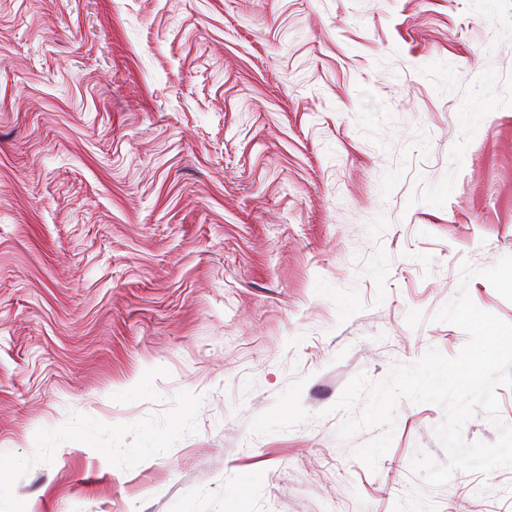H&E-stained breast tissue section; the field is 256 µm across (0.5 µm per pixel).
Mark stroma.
<instances>
[{
    "label": "stroma",
    "mask_w": 512,
    "mask_h": 512,
    "mask_svg": "<svg viewBox=\"0 0 512 512\" xmlns=\"http://www.w3.org/2000/svg\"><path fill=\"white\" fill-rule=\"evenodd\" d=\"M506 255L512 0H0V512H512L335 407Z\"/></svg>",
    "instance_id": "1"
}]
</instances>
